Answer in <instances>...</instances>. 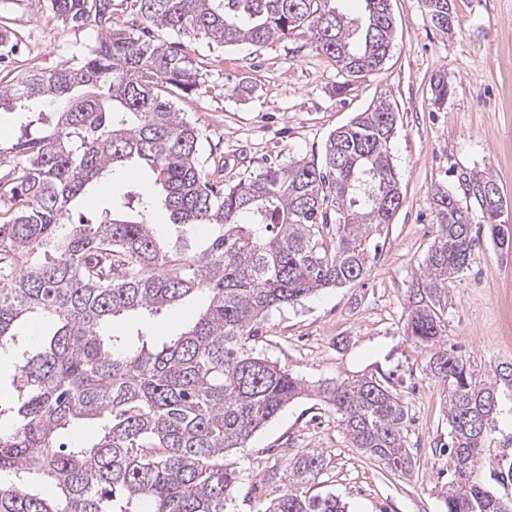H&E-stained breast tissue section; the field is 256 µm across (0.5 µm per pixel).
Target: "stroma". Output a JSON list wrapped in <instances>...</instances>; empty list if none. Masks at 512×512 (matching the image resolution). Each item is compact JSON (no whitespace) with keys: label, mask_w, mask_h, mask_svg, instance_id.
I'll return each mask as SVG.
<instances>
[{"label":"stroma","mask_w":512,"mask_h":512,"mask_svg":"<svg viewBox=\"0 0 512 512\" xmlns=\"http://www.w3.org/2000/svg\"><path fill=\"white\" fill-rule=\"evenodd\" d=\"M391 10L388 58L343 92L335 62L305 33L257 47H216L151 29L155 42L180 41L203 75L200 91L176 97L175 106L199 132L206 169L223 166L225 186L269 163L322 160L330 133L379 98L399 112L390 156L402 203L375 237L378 256L367 275L273 310L251 346L312 384L378 369L390 374L409 408L412 475H393L369 460L352 447L330 407L302 399L249 440L232 512H263L285 488L286 461L311 448L323 449L329 461L312 493L335 494L349 512L442 509L439 491L453 469L434 451L448 437L444 393L425 369L426 352L405 334L407 290L437 235L436 189L463 197L457 176L472 169L491 174L512 204V0H453L455 23L446 34L432 26L424 0H391ZM0 24L21 40L0 59V71L14 77L70 64L96 36L91 25L64 26L45 0H0ZM440 79L448 99L438 107L432 90ZM150 176L145 167L110 172L103 191L79 203L75 215L96 221L110 205V192ZM199 307L193 299L147 321L123 316L111 329L127 335L141 329L159 344L183 331ZM446 344L480 372L512 361V250L494 247L486 234L476 235L469 270L450 286Z\"/></svg>","instance_id":"obj_1"}]
</instances>
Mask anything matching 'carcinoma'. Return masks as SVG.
<instances>
[{"label": "carcinoma", "instance_id": "1", "mask_svg": "<svg viewBox=\"0 0 512 512\" xmlns=\"http://www.w3.org/2000/svg\"><path fill=\"white\" fill-rule=\"evenodd\" d=\"M144 22L216 45H264L305 30L350 78L381 66L394 32L383 0H362L352 20L338 0H134ZM61 22L98 28L76 62L32 70L0 86V110L43 98L13 146L23 162L0 177V349L38 315L39 347L18 365L15 399L0 407V512H224L238 489L237 455L290 402L311 394L339 416L355 448L400 477L414 459L408 408L389 378L345 377L318 386L254 354L249 341L272 309L324 288L362 280L369 241L390 224L400 197L389 145L398 112L380 100L334 131L322 162L269 164L232 187L199 158V133L170 96L202 87L193 61L150 32L112 24V0H48ZM446 33L452 0H425ZM140 161L152 182L112 199L94 223L72 220L74 203L103 172ZM489 175L458 181L479 208L494 246L512 247V224L484 189ZM181 231L205 247L173 252L146 212L155 192ZM137 201L133 210L131 201ZM439 234L408 289L406 332L428 353L441 385L453 472L442 512H512V459L489 437L500 394L512 393V362L480 373L448 352L449 284L469 269L471 207L437 189ZM335 225L331 241L324 228ZM203 298L194 323L161 347L143 333L110 334V319L156 315ZM91 422L88 440L68 431ZM328 465L313 448L286 465L284 492L263 512H346L307 485Z\"/></svg>", "mask_w": 512, "mask_h": 512}]
</instances>
